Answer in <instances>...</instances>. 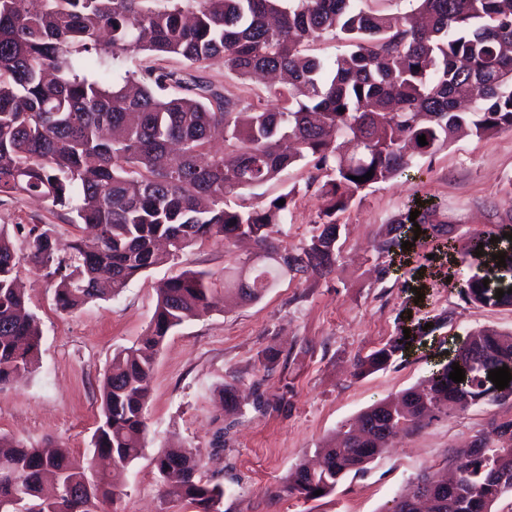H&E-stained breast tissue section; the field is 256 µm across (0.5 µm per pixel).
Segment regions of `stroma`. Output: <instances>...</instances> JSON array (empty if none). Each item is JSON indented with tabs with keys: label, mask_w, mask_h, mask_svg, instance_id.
Segmentation results:
<instances>
[{
	"label": "stroma",
	"mask_w": 512,
	"mask_h": 512,
	"mask_svg": "<svg viewBox=\"0 0 512 512\" xmlns=\"http://www.w3.org/2000/svg\"><path fill=\"white\" fill-rule=\"evenodd\" d=\"M315 173L304 161L228 202L258 208L291 193L287 218L272 239L293 250L309 240L322 205L309 184ZM415 201L447 212L457 252L466 251L473 233L498 232L499 222L512 217V130L459 137L434 155L413 157L407 174L365 189L339 215L334 273L284 275L257 301H227L173 330L154 365L146 446L116 470V496L102 512H197L164 494L154 458L170 445L198 451L203 481L224 487L221 512H386L418 474L444 466L449 449L491 422L512 418V400L481 403L400 436L365 472L346 476L326 497L307 501L278 493L296 464L368 407L415 386L453 340L485 327L512 331V306L484 307L461 296L473 269L450 263L443 238L421 235L402 251L379 250L387 225ZM0 224H48L63 244L78 234L66 212L15 194H0ZM14 247L41 340L37 370L0 386V435L35 446L51 440L81 458L92 454L101 382L113 356L146 334L158 284L187 270L210 272L220 284L255 253L248 243L200 242L134 278L119 296L68 312L57 307L22 238ZM439 318L444 324L426 344L383 369L357 374V357L400 330ZM268 350L278 354L270 369L262 358ZM228 384L261 397L262 407L241 415L225 411ZM221 427L225 443L218 448L214 435Z\"/></svg>",
	"instance_id": "1"
}]
</instances>
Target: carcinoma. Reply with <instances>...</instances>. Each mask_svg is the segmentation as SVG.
I'll return each instance as SVG.
<instances>
[{"mask_svg":"<svg viewBox=\"0 0 512 512\" xmlns=\"http://www.w3.org/2000/svg\"><path fill=\"white\" fill-rule=\"evenodd\" d=\"M0 0V194H24L71 214L82 230L67 255L51 229L26 233L29 258L55 287V301L74 310L173 260L199 242L254 240L262 263L242 262L224 291L259 299L278 277L335 268L336 214L363 190L411 167L406 146L430 154L461 131L482 138L512 130V0H413L400 15L366 8L367 0ZM332 37L347 50L328 62L310 46ZM176 55L193 68L220 64L246 82L257 74L288 76V89L245 99L200 77L162 66L127 70L129 59ZM344 112H339V109ZM426 136L427 145L418 143ZM326 173L323 200L309 240L298 251L271 241L284 223L292 192L242 210L227 198L261 187L306 159ZM371 179L359 183L350 176ZM285 200L279 205L277 201ZM402 224L379 244L401 247ZM415 222L448 234V214L432 204ZM512 218L499 240L473 235L460 263L476 265L461 293L483 306H512ZM483 247H478V244ZM482 255H476V252ZM505 256L497 266L492 255ZM489 284H483V279ZM505 291L497 299V290ZM145 336L112 358L101 385L102 415L93 454L126 465L145 447V408L157 353L184 322L209 311V274L186 271L156 288ZM440 328L417 324L411 338H390L356 360L359 374L404 356ZM41 331L27 308L11 235L0 225V385L30 373ZM464 369L449 379L452 364ZM508 366L512 332H468L416 388L363 411L339 440L318 449V464L296 465L280 492L313 500L360 473L403 432L425 420L464 413L497 395L479 376ZM191 448H163L159 475L177 477L168 495L201 512H220L224 487L197 478ZM456 478L427 471L389 512H491L512 491V419L494 421L448 459ZM112 482L55 444L29 446L0 435V512H96L113 499Z\"/></svg>","mask_w":512,"mask_h":512,"instance_id":"cac0c4a2","label":"carcinoma"}]
</instances>
